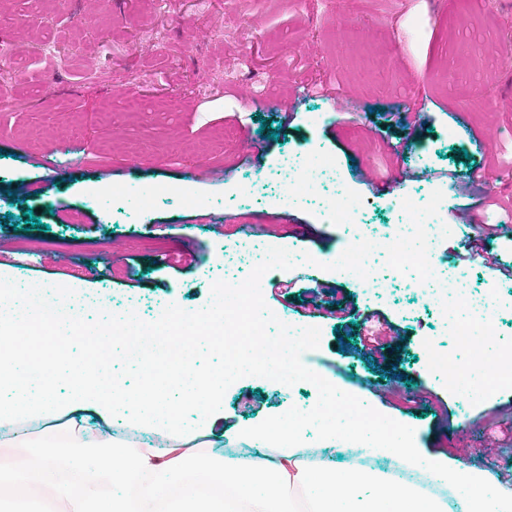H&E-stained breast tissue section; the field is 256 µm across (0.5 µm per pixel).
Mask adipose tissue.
Instances as JSON below:
<instances>
[{
    "instance_id": "1",
    "label": "adipose tissue",
    "mask_w": 512,
    "mask_h": 512,
    "mask_svg": "<svg viewBox=\"0 0 512 512\" xmlns=\"http://www.w3.org/2000/svg\"><path fill=\"white\" fill-rule=\"evenodd\" d=\"M13 288L0 276V425L21 424L14 438L26 444L30 460L22 471L0 470V487L49 489L65 512H295L286 495L293 486L303 489L306 512H512V490L493 477L462 461L419 457L412 424L374 425L370 455L400 460L410 473L451 486L455 502L433 497L390 470L304 456L307 433L327 445L337 441L336 424L323 419L324 404L309 410V417L320 420L317 427L294 410L240 428L231 452L193 448V441L213 433L225 372L241 373L270 348H287L289 361H296L307 337L238 336L221 369H206L192 352L202 339L223 345V312H208L200 336L197 314L174 308L168 320L185 324L177 350L188 353V360L172 361L164 370L140 361L138 383L119 385L111 326L82 322L48 335L41 313L10 317ZM75 341L81 353L72 350ZM57 415L66 416L64 425L28 434L27 425ZM118 422L148 429L151 440L135 443L112 434Z\"/></svg>"
}]
</instances>
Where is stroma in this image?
<instances>
[{"instance_id": "35a3bbf8", "label": "stroma", "mask_w": 512, "mask_h": 512, "mask_svg": "<svg viewBox=\"0 0 512 512\" xmlns=\"http://www.w3.org/2000/svg\"><path fill=\"white\" fill-rule=\"evenodd\" d=\"M0 0L37 14L21 68L0 67L14 106L0 116V274L63 284L164 320L203 312L239 240L272 245L264 306L316 339L306 370L357 394L382 420L418 428L417 452L460 459L512 485V391L462 399L431 352L478 364L443 317L395 276L376 299L341 274L350 226L276 188L290 152L316 154L355 222L401 223L434 208L438 260L467 270L496 303L489 348L512 353V0ZM224 20L223 34L212 28ZM95 51L96 77L80 59ZM293 100L291 118L280 102ZM422 111L408 129L402 106ZM494 170L459 190L453 175ZM41 225L20 231L24 213ZM484 213L486 223L470 222ZM478 242L483 257L464 258ZM321 396L241 375L224 388L215 434L260 424Z\"/></svg>"}]
</instances>
